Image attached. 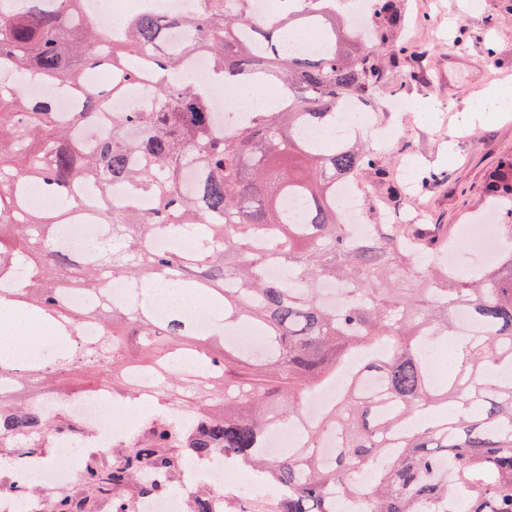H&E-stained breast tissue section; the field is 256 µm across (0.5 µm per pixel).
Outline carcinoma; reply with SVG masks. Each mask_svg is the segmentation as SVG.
<instances>
[{
    "label": "carcinoma",
    "mask_w": 512,
    "mask_h": 512,
    "mask_svg": "<svg viewBox=\"0 0 512 512\" xmlns=\"http://www.w3.org/2000/svg\"><path fill=\"white\" fill-rule=\"evenodd\" d=\"M83 0H26L0 11V70L34 72L51 87L87 86L106 69L112 86L136 84L153 66L155 107L112 114V126L94 148L72 135L94 124L109 97L96 87L62 123L53 96L31 99L0 88V225L19 227L18 244L1 260L27 273L24 303L74 328L56 288L95 291L106 276L146 286L175 276L185 294L206 298L224 312V324L259 330L273 355L255 378L232 372L253 364L229 345L215 354L180 315L158 325L144 310L120 316L143 351L141 362L160 365L195 353L209 367L186 377L173 369L152 401L172 414L147 419L135 443L107 457L60 415L46 419L31 406L0 403V451L17 461L48 459L57 436L81 449L82 472L58 489L26 488L14 472L0 475V491L27 495L33 512H133L143 498L173 491L184 466L203 456L224 460L277 483L283 498L275 512H337L339 498L360 499L363 512H512V255L467 278L443 255L448 237L434 224H373L355 236L336 203V188L361 174L388 179L380 151L351 135L342 142L303 135L307 126L336 123L338 106H366L383 70L371 56L404 23L393 0H375L371 25L360 30L332 0H280L256 17L252 0H204L196 16L138 11L120 19L123 37L106 53L100 34L83 14ZM172 28L187 39L167 48ZM296 29L323 43L317 54L283 42ZM207 53L211 80L226 88L259 83L288 89V101L244 113L231 139L216 128L208 88L177 84L172 74L184 56ZM98 185L100 218L112 225V242L98 264L78 265L52 248L40 210L16 218L33 186L60 192L74 182ZM130 183L153 209L118 207L108 195ZM487 193L512 197V159L500 162ZM199 236L193 252L155 253L144 241L160 228ZM280 262L288 279L264 275ZM325 281L343 286L333 307L320 294ZM470 309L476 328L457 329L454 311ZM99 350L112 361V379L124 382V332L107 321ZM456 337L448 375L435 373V349ZM347 374L344 388L311 426L303 446L288 455L260 454L267 432L298 417L307 396ZM220 387L224 415L212 413L208 390ZM340 436L336 461L319 463L325 435ZM453 464L452 474L445 465ZM376 481L363 489L358 474Z\"/></svg>",
    "instance_id": "cac0c4a2"
}]
</instances>
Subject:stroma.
Wrapping results in <instances>:
<instances>
[{
	"label": "stroma",
	"mask_w": 512,
	"mask_h": 512,
	"mask_svg": "<svg viewBox=\"0 0 512 512\" xmlns=\"http://www.w3.org/2000/svg\"><path fill=\"white\" fill-rule=\"evenodd\" d=\"M405 24L393 39L378 45L375 54L385 80L373 105L381 126L395 129L384 141L389 177L399 180L402 160L413 158L417 172L435 173L427 187L415 186L411 201L391 203L384 185L366 175L364 219L369 224H400L413 208L423 221L441 224L448 232L475 223L490 209L486 184L500 161L512 157V117L490 116L459 130L456 116L466 105L483 98L491 74L512 82V0H481L468 13L461 0H400ZM397 95L407 110H388L385 101ZM437 108L433 120H422L420 105ZM97 371L63 372L47 385L15 390L18 398L38 393L65 400L90 393Z\"/></svg>",
	"instance_id": "obj_1"
}]
</instances>
